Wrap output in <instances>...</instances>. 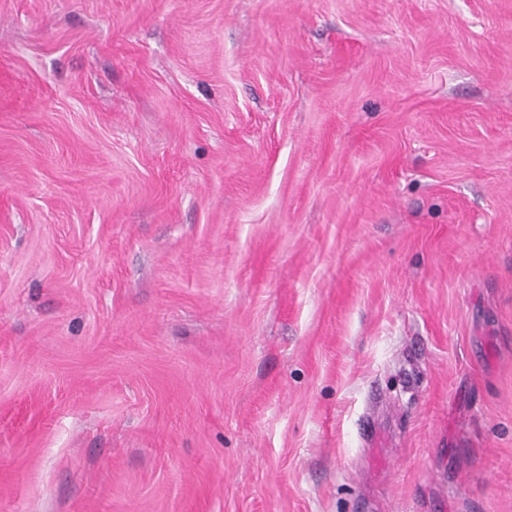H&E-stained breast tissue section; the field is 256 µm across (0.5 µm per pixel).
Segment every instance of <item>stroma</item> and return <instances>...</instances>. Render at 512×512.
<instances>
[{"label": "stroma", "mask_w": 512, "mask_h": 512, "mask_svg": "<svg viewBox=\"0 0 512 512\" xmlns=\"http://www.w3.org/2000/svg\"><path fill=\"white\" fill-rule=\"evenodd\" d=\"M0 512H512V0H0Z\"/></svg>", "instance_id": "stroma-1"}]
</instances>
